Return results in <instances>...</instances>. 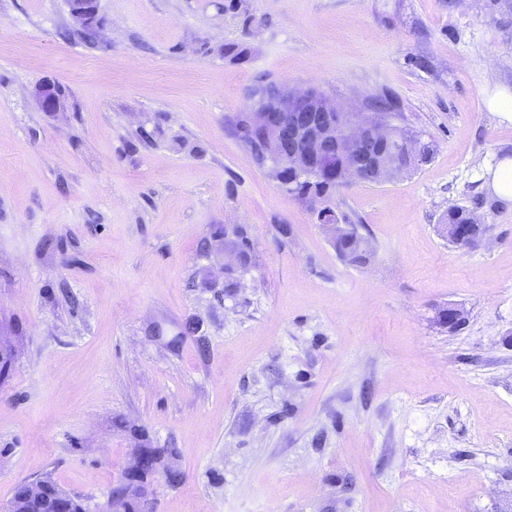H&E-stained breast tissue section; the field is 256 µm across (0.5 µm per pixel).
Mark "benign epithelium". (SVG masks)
I'll return each instance as SVG.
<instances>
[{
	"label": "benign epithelium",
	"instance_id": "1",
	"mask_svg": "<svg viewBox=\"0 0 512 512\" xmlns=\"http://www.w3.org/2000/svg\"><path fill=\"white\" fill-rule=\"evenodd\" d=\"M74 23L84 27L96 23L97 0H67ZM37 97L46 112L61 107L55 86L45 84L37 89ZM250 124L265 148L263 170L278 183H283L289 170L297 179L333 169L341 182H362L381 171L382 159L390 154L393 124L382 112H364L336 102L317 91L276 85L272 99L252 95ZM477 235L459 227L456 242L469 246L486 235L490 225L476 217ZM65 512L62 497L52 493L47 484H24L23 495L9 502L4 512Z\"/></svg>",
	"mask_w": 512,
	"mask_h": 512
}]
</instances>
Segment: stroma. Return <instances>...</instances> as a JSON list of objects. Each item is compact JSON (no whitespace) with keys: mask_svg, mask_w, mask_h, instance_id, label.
<instances>
[{"mask_svg":"<svg viewBox=\"0 0 512 512\" xmlns=\"http://www.w3.org/2000/svg\"><path fill=\"white\" fill-rule=\"evenodd\" d=\"M0 0V508L47 480L107 512L139 448L175 452L149 512L512 506V0ZM311 87L433 141L336 203L339 258L231 125L257 81ZM64 92L43 111L42 84ZM487 236L459 248L449 205ZM252 265L224 292V227ZM465 312L449 331L448 307ZM71 16L78 27L95 24L98 9L97 0H67ZM491 180L488 182L493 193L499 198L512 201V158L501 159L494 170L489 171ZM471 213L472 210L463 206L449 207L448 211H446L441 218V232L448 236V226L449 228H454L455 224H473L471 220ZM473 221L474 224H480V226H478L479 232L476 236H473L472 233L467 229V225L457 228L456 232L454 233L450 228L451 236L449 242L456 246V242H458L459 245L467 247L488 233L490 229L489 224H486L483 220H481L478 217H474ZM452 233L455 237L456 242L453 241L452 239ZM343 223L347 225V231L333 238V246L337 255L346 263L358 266L370 260L372 251L369 248L368 240L361 233V224H355L349 215L343 214Z\"/></svg>","mask_w":512,"mask_h":512,"instance_id":"1","label":"stroma"}]
</instances>
